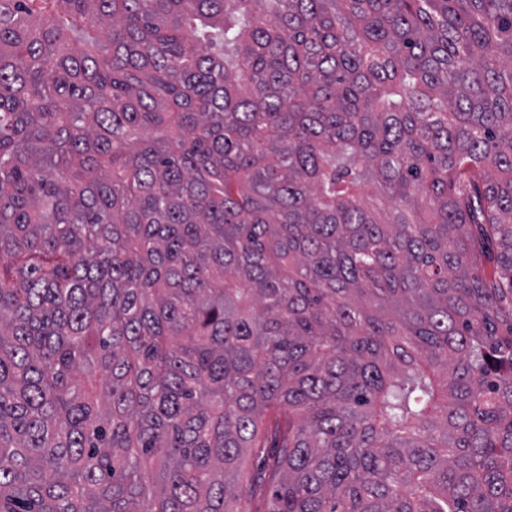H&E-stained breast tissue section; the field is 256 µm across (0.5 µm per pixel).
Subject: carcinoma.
Masks as SVG:
<instances>
[{
  "mask_svg": "<svg viewBox=\"0 0 512 512\" xmlns=\"http://www.w3.org/2000/svg\"><path fill=\"white\" fill-rule=\"evenodd\" d=\"M268 485L512 512V0H0V512Z\"/></svg>",
  "mask_w": 512,
  "mask_h": 512,
  "instance_id": "1",
  "label": "carcinoma"
}]
</instances>
